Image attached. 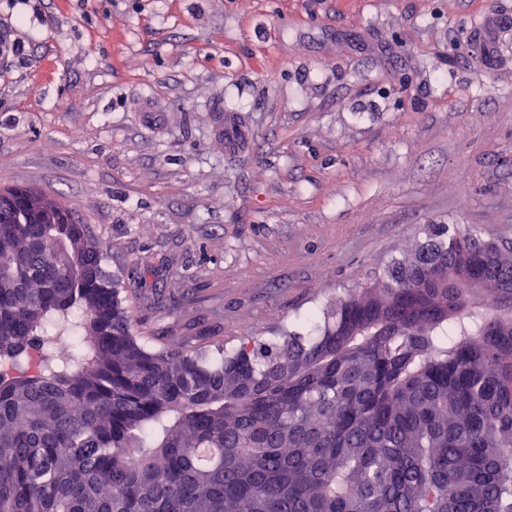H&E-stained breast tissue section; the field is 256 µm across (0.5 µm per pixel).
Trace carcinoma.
<instances>
[{"instance_id": "carcinoma-1", "label": "carcinoma", "mask_w": 512, "mask_h": 512, "mask_svg": "<svg viewBox=\"0 0 512 512\" xmlns=\"http://www.w3.org/2000/svg\"><path fill=\"white\" fill-rule=\"evenodd\" d=\"M102 259L70 208L0 190V512H512L511 250L430 224L315 335L229 349L144 335Z\"/></svg>"}]
</instances>
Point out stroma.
<instances>
[{
    "label": "stroma",
    "instance_id": "1",
    "mask_svg": "<svg viewBox=\"0 0 512 512\" xmlns=\"http://www.w3.org/2000/svg\"><path fill=\"white\" fill-rule=\"evenodd\" d=\"M497 2L0 0V187L90 225L141 329L227 343L431 224L512 249V46L466 42Z\"/></svg>",
    "mask_w": 512,
    "mask_h": 512
}]
</instances>
